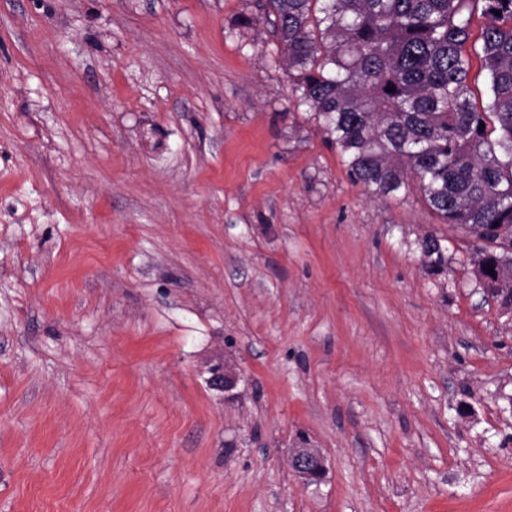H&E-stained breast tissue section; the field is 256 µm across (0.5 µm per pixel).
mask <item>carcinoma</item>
<instances>
[{
	"instance_id": "1",
	"label": "carcinoma",
	"mask_w": 512,
	"mask_h": 512,
	"mask_svg": "<svg viewBox=\"0 0 512 512\" xmlns=\"http://www.w3.org/2000/svg\"><path fill=\"white\" fill-rule=\"evenodd\" d=\"M487 23L467 50L473 6ZM298 103L350 178L387 197L413 180L444 224L493 243L512 274V0H265ZM487 99H470L473 60Z\"/></svg>"
}]
</instances>
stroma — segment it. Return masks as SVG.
Segmentation results:
<instances>
[{"label":"stroma","mask_w":512,"mask_h":512,"mask_svg":"<svg viewBox=\"0 0 512 512\" xmlns=\"http://www.w3.org/2000/svg\"><path fill=\"white\" fill-rule=\"evenodd\" d=\"M262 5L0 0V512H512L474 239L349 178ZM210 383L212 386L224 390L225 393L231 392L236 388L239 381V374L230 366L224 363L219 367L211 369ZM288 467L302 482L311 484L324 478L327 459L320 449L302 445L289 448Z\"/></svg>","instance_id":"obj_1"}]
</instances>
